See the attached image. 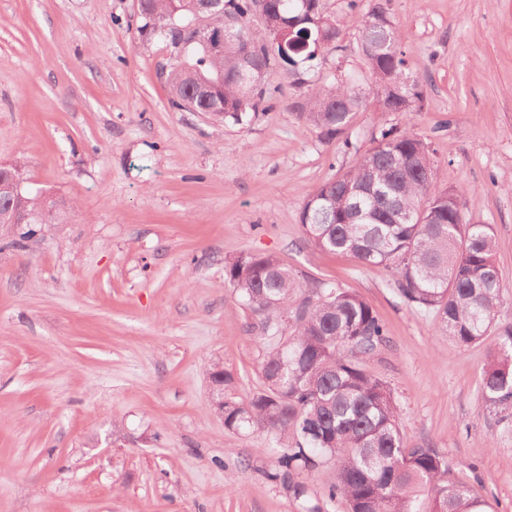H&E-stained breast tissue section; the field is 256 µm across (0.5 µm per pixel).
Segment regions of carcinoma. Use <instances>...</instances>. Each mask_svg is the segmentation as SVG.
I'll return each mask as SVG.
<instances>
[{
  "label": "carcinoma",
  "instance_id": "obj_1",
  "mask_svg": "<svg viewBox=\"0 0 512 512\" xmlns=\"http://www.w3.org/2000/svg\"><path fill=\"white\" fill-rule=\"evenodd\" d=\"M390 2L373 0L361 17L360 42L374 48L362 53L371 77L367 95L336 83L315 93L300 113L328 143L366 103L376 112L409 114L422 101L404 76L402 33ZM259 10L281 45L271 48L253 37L247 22ZM224 11L241 23L224 48L213 51L201 43L206 34L191 29L184 0H140L139 32L164 35L176 53L167 85L177 112L192 106L218 123L243 125L271 98L267 84L252 87V71L281 70L301 86L314 62L338 50L340 21L323 0H224ZM371 143L304 202L308 242L391 271L403 301L434 316L455 344L496 336L479 391L488 405L512 413V322L499 323L504 299L492 225L465 220L470 189L438 185L430 142L411 127L382 124ZM24 205L34 227L8 242L14 249L65 213L42 210L39 191L30 188ZM224 280L262 318L267 390L245 404L225 395L214 410L224 414L226 428L260 429L281 448L270 479L300 496L304 489L294 477L329 456L336 458L329 496L343 498L349 512H491L478 488L448 479V461L434 449L406 447L392 389L366 368L387 341L368 301L331 281L305 287L273 255L248 252L225 261Z\"/></svg>",
  "mask_w": 512,
  "mask_h": 512
}]
</instances>
